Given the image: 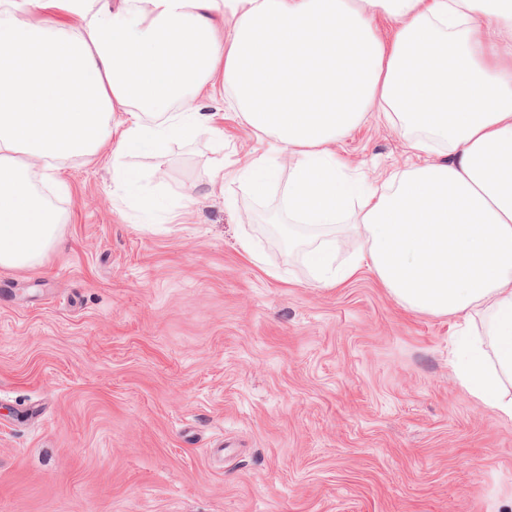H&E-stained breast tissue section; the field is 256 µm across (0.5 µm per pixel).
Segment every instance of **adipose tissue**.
I'll return each instance as SVG.
<instances>
[{"instance_id":"adipose-tissue-1","label":"adipose tissue","mask_w":512,"mask_h":512,"mask_svg":"<svg viewBox=\"0 0 512 512\" xmlns=\"http://www.w3.org/2000/svg\"><path fill=\"white\" fill-rule=\"evenodd\" d=\"M379 15L399 24L391 46ZM218 75L289 156L288 212L320 240L314 282L366 269L407 311L453 318L461 387L512 421V0H0V267L62 248L33 174L107 142L119 156L207 134L170 104ZM373 110L447 161L361 190L335 146ZM348 212L363 249L337 270L328 233Z\"/></svg>"}]
</instances>
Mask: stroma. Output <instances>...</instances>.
I'll list each match as a JSON object with an SVG mask.
<instances>
[{"label": "stroma", "instance_id": "1", "mask_svg": "<svg viewBox=\"0 0 512 512\" xmlns=\"http://www.w3.org/2000/svg\"><path fill=\"white\" fill-rule=\"evenodd\" d=\"M191 109L214 136L120 160L154 223L115 200L111 147L37 184L67 221L0 268V512H507L512 421L457 382L454 319L366 271L317 286L270 230L288 169L255 193L236 173L268 143L225 97ZM336 159L378 186L443 156L372 112Z\"/></svg>", "mask_w": 512, "mask_h": 512}]
</instances>
